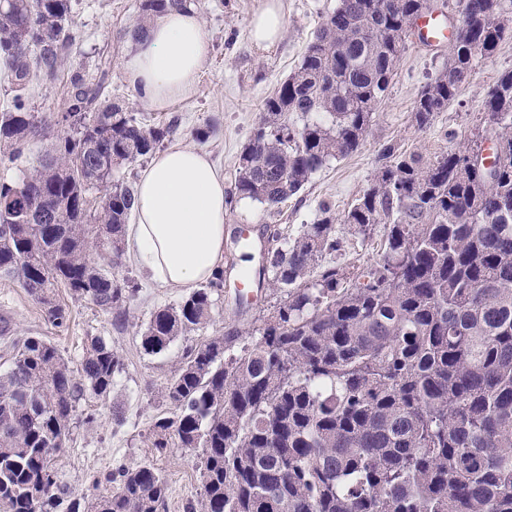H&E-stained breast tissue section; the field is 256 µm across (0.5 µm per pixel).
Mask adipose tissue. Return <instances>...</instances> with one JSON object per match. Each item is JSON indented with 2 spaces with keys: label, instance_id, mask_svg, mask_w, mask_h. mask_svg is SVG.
I'll return each mask as SVG.
<instances>
[{
  "label": "adipose tissue",
  "instance_id": "1",
  "mask_svg": "<svg viewBox=\"0 0 512 512\" xmlns=\"http://www.w3.org/2000/svg\"><path fill=\"white\" fill-rule=\"evenodd\" d=\"M129 44L122 74L140 100L163 111L193 96L208 56L196 9H168ZM135 199L126 252L141 272L163 288L190 290L210 280L231 234L222 171L200 150L176 142L140 172Z\"/></svg>",
  "mask_w": 512,
  "mask_h": 512
}]
</instances>
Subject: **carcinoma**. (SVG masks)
<instances>
[{
	"mask_svg": "<svg viewBox=\"0 0 512 512\" xmlns=\"http://www.w3.org/2000/svg\"><path fill=\"white\" fill-rule=\"evenodd\" d=\"M188 0H140L138 22ZM458 0L472 50L419 90L420 130L454 101L477 57L512 38V3ZM424 0H338L296 70L269 94L237 157L231 203L274 208L330 160L361 146ZM72 0H0V65L13 97L0 107V165L53 139L40 166L0 179V273L57 328L56 289L103 310L134 295L122 265L133 187L123 166L178 130L149 125L103 96L109 68L71 77L67 108L29 111V86L57 76L72 41ZM498 153L479 137L434 160L394 144L341 218L324 205L288 247L268 235L261 286L281 294L258 328L230 327L183 349L150 433L155 453L202 452L201 491L185 512H512V70L490 87ZM103 184L112 189L91 207ZM383 225V255L352 271L321 265L341 251L336 223ZM224 271L154 312L147 354L204 328ZM251 338L240 357L231 351ZM0 374V512H166L151 465L103 476L113 490L85 506L51 465L89 394L108 398L124 360L100 336L73 368L41 336L12 339Z\"/></svg>",
	"mask_w": 512,
	"mask_h": 512,
	"instance_id": "1",
	"label": "carcinoma"
}]
</instances>
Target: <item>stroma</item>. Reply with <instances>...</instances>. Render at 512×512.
I'll list each match as a JSON object with an SVG mask.
<instances>
[{"label": "stroma", "instance_id": "1", "mask_svg": "<svg viewBox=\"0 0 512 512\" xmlns=\"http://www.w3.org/2000/svg\"><path fill=\"white\" fill-rule=\"evenodd\" d=\"M283 35L275 45L260 49L251 39V18L261 0H194L210 36V55L195 95L175 102L159 112L140 102L125 82L121 63L128 51L127 33L135 25L139 0H73V39L64 54V65L55 79L43 80L29 92L34 112H58L63 108L73 73L94 77L101 63H109L105 93L122 100L130 111L154 124L178 119L175 140L199 146L223 170L226 185H233L236 156L250 132L259 123L265 97L298 65L308 43L337 0H282ZM451 43L436 47L408 37L396 74L367 129L360 149L334 161L313 174L298 196L267 211L258 203L243 201L231 209L230 224L252 225L257 236L267 227L280 228L286 239H294L311 223L322 205L344 214L372 183L378 169V151L393 143L409 152L431 158L454 149L458 140L481 131L486 94L505 71L512 69V40L501 43L488 58L474 61L473 73L457 98L437 114L430 129L419 130L413 119L418 90L448 64ZM211 126L204 142H196L193 131ZM344 240L341 252L323 257V264L366 267L382 256V228L370 236L355 233L347 225L336 227ZM121 280L138 283L137 293L125 304L123 318L84 302L71 300L67 290L59 297L67 302L70 322L56 328L47 322L39 304L12 278L0 274V318L9 323L10 336H43L55 343L71 365H78L87 338L100 336L125 361V370L109 398L87 396L73 417L74 429L55 464L61 481L73 497L85 501L98 495L95 477L119 465L149 464L166 477L167 512H184L187 501L200 493L197 455L179 448L156 455L149 438V426L163 400L165 383L178 364L183 348L221 335L228 327L250 329L272 313L278 302L276 292L262 291L246 305H237L233 293H223L205 328L179 337L163 354L145 353L140 336L154 311L172 307L183 298V290L161 288L147 280L131 260L117 269ZM95 411L93 423H85L87 411ZM124 423L116 425L114 414Z\"/></svg>", "mask_w": 512, "mask_h": 512}]
</instances>
